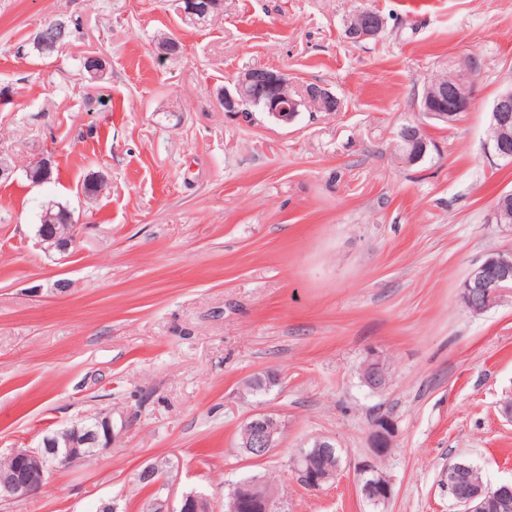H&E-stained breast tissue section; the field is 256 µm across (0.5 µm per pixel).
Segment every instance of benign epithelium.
<instances>
[{
  "mask_svg": "<svg viewBox=\"0 0 512 512\" xmlns=\"http://www.w3.org/2000/svg\"><path fill=\"white\" fill-rule=\"evenodd\" d=\"M222 0H185L180 9L185 21L206 18L218 11ZM385 26L384 18L376 11L364 9L356 25H347L346 35L354 42L377 37ZM290 85L288 74L279 70H247L224 88L218 102L226 112L244 113L248 104H263L264 112L275 121L290 124L301 110L311 105V99L324 101L329 111H336V93L323 84L299 85L298 96L285 93ZM472 95L462 81L426 90L421 99L420 111L428 118L444 123L455 121L464 112L470 111ZM490 118L499 129L512 128V86L499 93L493 102ZM399 138L404 143V156L410 163L421 160L433 142L421 124L401 127ZM497 222L507 224L512 220V193L499 196L495 206ZM512 291V249L496 251L473 264L462 285L461 298L465 307L474 315H480L497 305L506 293ZM362 383L371 391L379 393L389 385L387 366L377 353H371L360 370ZM279 383L270 371L248 379L242 391L251 393L260 387L270 388ZM248 437L239 445L241 452L253 461L266 458L276 447L278 428L275 417L268 413H257L244 424ZM394 426L381 417L370 434L374 458L384 457L392 448ZM113 437L112 416L103 420H83L68 427L53 431L42 437L35 448H14L8 454L11 466L0 471V502H14L35 498L43 486V475L56 468L88 462L99 456L108 447ZM335 444L326 437H316L305 448L299 450L291 461L294 471L305 474L304 487L312 492L322 490L336 480V472L317 473L312 462L327 454ZM470 467L464 461H456L447 467L448 496L457 512H512V481L495 486L469 479ZM359 476L360 494L375 504H384L392 496L391 479L380 473L375 462L366 461L356 468ZM255 502L258 512H286L277 491L264 487L253 477L237 484L224 501V512H245L247 501ZM179 512H211L207 497L186 493L182 496Z\"/></svg>",
  "mask_w": 512,
  "mask_h": 512,
  "instance_id": "1",
  "label": "benign epithelium"
}]
</instances>
